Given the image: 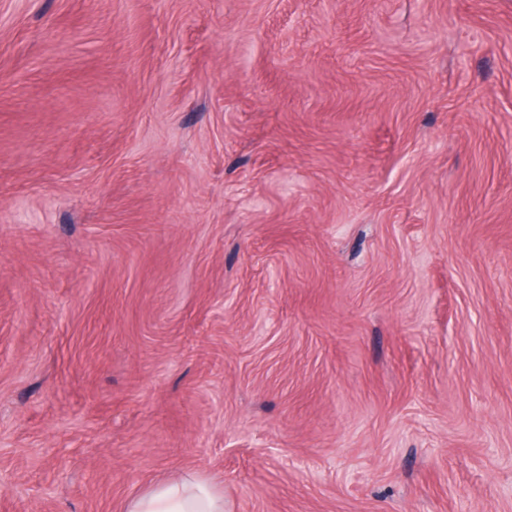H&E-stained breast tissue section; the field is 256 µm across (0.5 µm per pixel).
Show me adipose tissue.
Returning a JSON list of instances; mask_svg holds the SVG:
<instances>
[{
  "mask_svg": "<svg viewBox=\"0 0 512 512\" xmlns=\"http://www.w3.org/2000/svg\"><path fill=\"white\" fill-rule=\"evenodd\" d=\"M124 512H224V496L197 475H184L129 499Z\"/></svg>",
  "mask_w": 512,
  "mask_h": 512,
  "instance_id": "obj_1",
  "label": "adipose tissue"
}]
</instances>
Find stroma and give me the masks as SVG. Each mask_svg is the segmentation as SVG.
Returning a JSON list of instances; mask_svg holds the SVG:
<instances>
[{"label":"stroma","instance_id":"1","mask_svg":"<svg viewBox=\"0 0 512 512\" xmlns=\"http://www.w3.org/2000/svg\"><path fill=\"white\" fill-rule=\"evenodd\" d=\"M512 512V0H0V512ZM123 512H224V495L197 475H183L132 497Z\"/></svg>","mask_w":512,"mask_h":512}]
</instances>
